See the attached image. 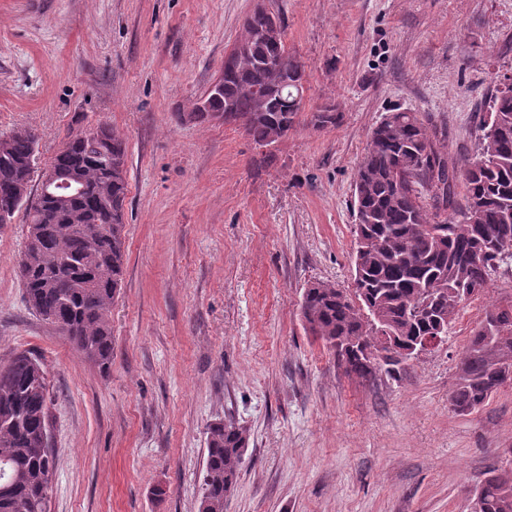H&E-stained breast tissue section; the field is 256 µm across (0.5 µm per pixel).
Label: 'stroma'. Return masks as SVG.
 <instances>
[{"mask_svg":"<svg viewBox=\"0 0 512 512\" xmlns=\"http://www.w3.org/2000/svg\"><path fill=\"white\" fill-rule=\"evenodd\" d=\"M254 0H0V135L46 169L106 123L128 147L123 287L101 373L28 309L24 216L0 225V361L28 351L52 397L48 512H197L207 426L250 432L224 512H470L512 468V384L466 415L449 395L512 261L397 378L348 376L305 329L304 289L353 284V184L372 129L418 112L473 152L512 75V0H268L306 72L284 140L259 147L188 111L224 70ZM337 107L335 124L312 116Z\"/></svg>","mask_w":512,"mask_h":512,"instance_id":"stroma-1","label":"stroma"}]
</instances>
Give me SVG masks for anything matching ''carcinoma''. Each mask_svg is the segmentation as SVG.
Segmentation results:
<instances>
[{"instance_id":"cac0c4a2","label":"carcinoma","mask_w":512,"mask_h":512,"mask_svg":"<svg viewBox=\"0 0 512 512\" xmlns=\"http://www.w3.org/2000/svg\"><path fill=\"white\" fill-rule=\"evenodd\" d=\"M261 16L242 23L249 54L224 75V94L204 109L192 103L198 123L219 117L224 104L235 124L257 145L277 142L294 127L303 63L284 43L256 41ZM266 101L259 105L258 94ZM317 127L336 124V107L321 106ZM477 150L451 157L446 135L418 112H389L372 130L357 170L354 201L362 212L355 236L365 239L354 298L327 282L305 288L306 330L332 350L345 372L369 382L393 377L412 356L403 354L425 336L448 330L461 304L488 288L491 272L512 259V87L505 83L480 117ZM37 138L18 128L0 135V224L25 214L26 275L17 276L31 310L68 338L98 369L112 366V305L126 261L125 140L109 125L82 129L56 154L51 167L72 175L79 193L70 200L32 188ZM465 185L458 197L457 182ZM386 352L378 369L374 353ZM512 381V301L493 304L473 330L450 394L465 415ZM51 419L46 371L30 352L0 364V512H47L54 456L43 439ZM250 442L249 430L220 419L206 429V461L198 512H224ZM481 512H512V472L477 488Z\"/></svg>"}]
</instances>
